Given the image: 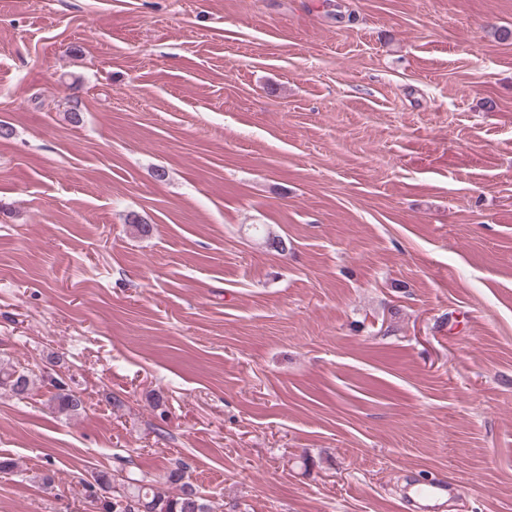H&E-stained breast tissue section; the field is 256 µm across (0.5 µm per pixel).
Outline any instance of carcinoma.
Segmentation results:
<instances>
[{"label":"carcinoma","instance_id":"cac0c4a2","mask_svg":"<svg viewBox=\"0 0 512 512\" xmlns=\"http://www.w3.org/2000/svg\"><path fill=\"white\" fill-rule=\"evenodd\" d=\"M0 388L24 400L34 390L35 378L27 368L0 365ZM51 402L59 413L65 415L83 409L82 400L70 393H57ZM82 484L95 512H213L209 501L190 481L183 465L167 473L163 486L127 475L116 487L109 471H99L92 475V480H84Z\"/></svg>","mask_w":512,"mask_h":512}]
</instances>
